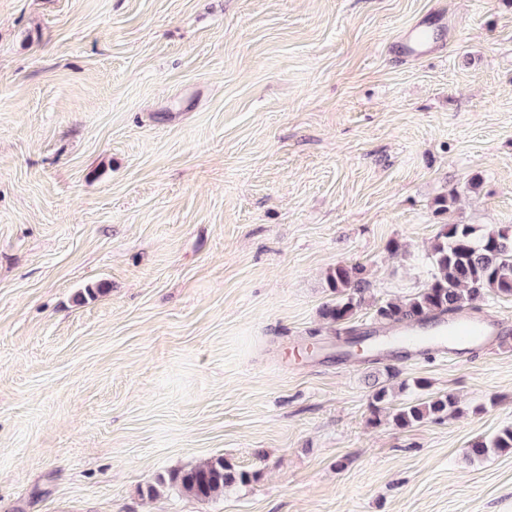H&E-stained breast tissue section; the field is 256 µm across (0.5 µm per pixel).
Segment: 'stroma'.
Segmentation results:
<instances>
[{"label": "stroma", "mask_w": 512, "mask_h": 512, "mask_svg": "<svg viewBox=\"0 0 512 512\" xmlns=\"http://www.w3.org/2000/svg\"><path fill=\"white\" fill-rule=\"evenodd\" d=\"M454 223L512 225V0H0V512H512L465 456L512 335L352 364L320 315L360 264L374 330ZM215 456L254 480L141 496ZM430 38V33L426 29H417L413 35L410 31L396 46V52L404 57H414L422 53L421 47ZM456 410L457 400L454 395L448 393L396 409L393 413V421L396 426L405 429L424 419H442Z\"/></svg>", "instance_id": "35a3bbf8"}]
</instances>
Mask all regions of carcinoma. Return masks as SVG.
Here are the masks:
<instances>
[{"label": "carcinoma", "instance_id": "carcinoma-1", "mask_svg": "<svg viewBox=\"0 0 512 512\" xmlns=\"http://www.w3.org/2000/svg\"><path fill=\"white\" fill-rule=\"evenodd\" d=\"M433 273L428 284L404 301H386L376 310V318L385 329L402 325L431 324L441 318L473 308L493 293L512 298V225L488 227L478 232L472 224H445L437 234L431 250ZM361 265H338L327 273L335 298L320 311L336 337L350 349L367 340V333L350 325L365 300L368 282ZM457 410V400L448 393L428 400L404 405L393 413L400 428H408L424 419H442ZM512 451V428L496 435L477 438L465 449L467 457L481 459L491 450ZM256 474L236 469L222 456L209 458L189 469L173 471L146 484L142 495L156 499L168 489L197 501L209 502L224 495L237 483H248Z\"/></svg>", "mask_w": 512, "mask_h": 512}]
</instances>
